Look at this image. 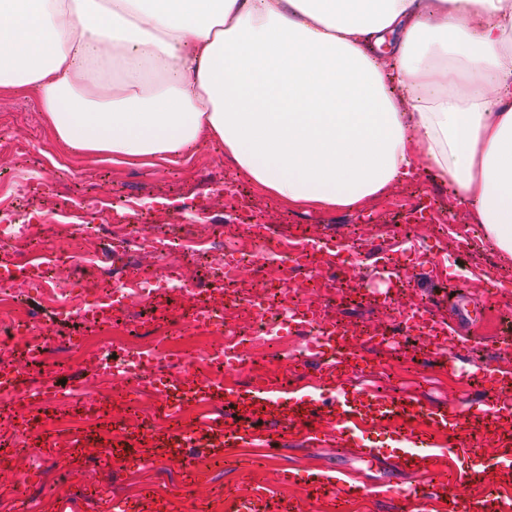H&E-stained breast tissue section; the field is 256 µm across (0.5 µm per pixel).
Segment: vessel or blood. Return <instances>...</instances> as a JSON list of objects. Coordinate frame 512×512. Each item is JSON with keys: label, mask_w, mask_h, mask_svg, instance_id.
Segmentation results:
<instances>
[{"label": "vessel or blood", "mask_w": 512, "mask_h": 512, "mask_svg": "<svg viewBox=\"0 0 512 512\" xmlns=\"http://www.w3.org/2000/svg\"><path fill=\"white\" fill-rule=\"evenodd\" d=\"M340 245L308 237L294 244L295 257L317 261L321 273L338 281L336 258ZM379 268L389 282L385 291L366 289V302L421 317L419 332L424 348L441 354L449 378H463L479 389L484 409L470 415L463 409L428 404L405 395L371 386L348 383L353 374L373 368L364 347L394 345L381 331L338 319L318 298L309 299L308 316L297 318L296 335H308L307 359L314 374L301 387L292 385L287 373L275 369L253 370L247 385L229 382L227 375L196 377L171 372L163 386L154 388L156 421L131 417V399L111 373L99 378L112 387L111 394L90 400H71L58 393H33L27 372L0 370V408L11 414V424L25 434L30 447L42 449L80 480L90 451H97L106 465L128 468L146 457L179 462L190 449H201L206 460H223L236 448L279 447L291 439L308 447L351 450L373 463L389 456L399 474L427 476L425 485L387 486L383 494L402 501L405 512H512V338L487 340L469 335L473 320L469 289L454 288L448 295L451 317H439L428 304L411 297L397 302L396 291L409 281L391 260ZM487 343L496 352L494 362L457 364V354ZM211 414L197 423H182L183 415L199 406ZM291 487L288 495L256 485L244 494L221 503L222 512H345L362 487L338 469L317 464L303 474L286 470L277 477ZM212 495L202 476H195L187 496L192 512H208ZM108 512H172L168 498L150 486L122 503H108Z\"/></svg>", "instance_id": "vessel-or-blood-1"}]
</instances>
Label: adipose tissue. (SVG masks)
<instances>
[{
  "label": "adipose tissue",
  "instance_id": "adipose-tissue-1",
  "mask_svg": "<svg viewBox=\"0 0 512 512\" xmlns=\"http://www.w3.org/2000/svg\"><path fill=\"white\" fill-rule=\"evenodd\" d=\"M67 148L176 161L201 140L302 209L414 167L512 260V0H0V90Z\"/></svg>",
  "mask_w": 512,
  "mask_h": 512
}]
</instances>
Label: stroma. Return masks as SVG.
Listing matches in <instances>:
<instances>
[{
	"mask_svg": "<svg viewBox=\"0 0 512 512\" xmlns=\"http://www.w3.org/2000/svg\"><path fill=\"white\" fill-rule=\"evenodd\" d=\"M0 173L9 177L0 184V206L30 214L32 238L70 258L58 269L52 287L35 289L23 307L0 302V327L21 310L37 323L53 319L60 292L71 281L97 283L100 269L93 266L92 259L101 238L112 240L124 254L123 265L112 268L113 279L123 278L130 265L160 276L177 271L195 279L198 266L189 254L196 249H217L228 243L244 250L259 243L283 248L299 235L316 233L345 243L354 234L365 250L351 253L342 278L347 285L361 281L370 288L380 287L371 259L377 253L413 272V288L418 295L435 300L437 314L447 315L441 299L456 285L478 289L479 316L488 332L496 331L501 308L512 306V261L502 260L489 239L474 242L467 237L472 224L467 207L457 204L451 184L422 170L395 182L360 210H299L261 191L225 158L222 148L210 142L199 143L177 161L155 166H126L105 156L73 153L55 138L34 95L21 89L0 93ZM86 197L94 200V209L84 208L82 200ZM119 201L124 204L125 223H105L106 214ZM173 202L188 205L182 223L169 219L167 206ZM425 202L431 205L425 222L404 227L407 213ZM90 223L95 226L91 235L84 230ZM136 223L141 224L145 237L164 229L168 247L159 253L133 242L129 227ZM434 263L446 268L447 278H428L427 269ZM127 296L123 321L137 323L144 330L152 324L176 328L185 346L201 355L223 346L222 331L200 338L185 330L188 303L183 297L150 299L133 289ZM366 355L378 373L373 378L351 376L353 384L368 385L376 380L429 403H450L464 397L469 410L476 412L483 407L480 398L464 385L448 381L440 356L420 349L418 341L393 349L374 347ZM316 454L328 464L359 475L367 493L355 512H395L393 504L377 503L372 495L376 485L391 477L387 462L370 465L349 453L333 454L328 448L317 449ZM304 463L301 452L285 448L264 464L254 466L230 459L209 467L208 474L211 484H223L229 495L255 483H274L282 468L302 472ZM199 467V462L193 461L171 471L145 472L98 464L91 467L90 476L102 493L87 497L81 488L70 485L56 466L32 493L42 512H53L55 498L63 491L74 496L77 512H102L106 500L136 492L145 483L178 502L190 489Z\"/></svg>",
	"mask_w": 512,
	"mask_h": 512,
	"instance_id": "obj_1",
	"label": "stroma"
}]
</instances>
